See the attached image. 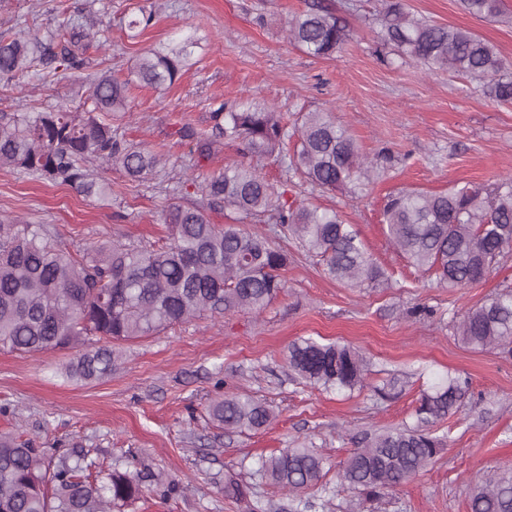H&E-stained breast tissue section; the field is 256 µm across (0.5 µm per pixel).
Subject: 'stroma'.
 Listing matches in <instances>:
<instances>
[{"label":"stroma","mask_w":512,"mask_h":512,"mask_svg":"<svg viewBox=\"0 0 512 512\" xmlns=\"http://www.w3.org/2000/svg\"><path fill=\"white\" fill-rule=\"evenodd\" d=\"M314 0H0V34H46L98 11L103 41L90 44L87 66L63 78L41 70L0 83V113L38 112L66 104L77 110L100 72L128 81V110L118 133L164 155L152 175L131 180L101 170L112 184L105 199L66 185L0 169V220L48 225L70 252L119 239L164 244L162 211L203 204L182 183L204 182L225 165L249 162L243 145L224 141L208 160L182 126L204 133L223 104L273 106L289 120L332 111L362 155L385 154L388 172L366 188L320 191L268 159L263 171L287 199L336 210L358 230L385 271L382 288H352L330 277L316 257L289 245L285 290L259 315H201L159 333L121 343L110 375L76 381L70 351L19 353L0 347V434L33 440L47 460L85 458L93 471L115 467L173 482L166 496L145 493L124 512H249L224 493L229 471L252 486L270 512H294L292 494L260 479V459L283 448H312L325 460L309 500L328 497L326 512H360V496L339 480L343 461L365 433L412 422L421 392L452 372L469 386L459 409L434 427L446 447L415 478L385 491L372 512H469L471 487L512 464V353L464 344L454 325L472 306L512 286V252L482 282L448 288L418 271L392 246L381 209L390 192H441L512 176V104L486 97L470 78L431 73L387 59L379 42L382 0H322L350 28L331 58H315L287 39L286 22ZM417 16L471 30L493 44L512 69V0L496 18L464 11L461 0H405ZM150 23L130 37L138 11ZM192 55L175 82L155 89L130 71L152 49L184 38ZM349 345L370 363L371 382L396 376L401 393L380 400L368 391L327 392L289 371L285 355L301 338ZM242 394L270 404L276 420L257 431L227 432L212 421L215 399Z\"/></svg>","instance_id":"obj_1"}]
</instances>
